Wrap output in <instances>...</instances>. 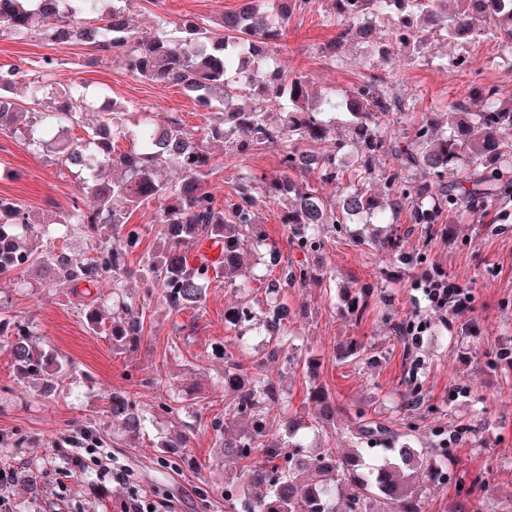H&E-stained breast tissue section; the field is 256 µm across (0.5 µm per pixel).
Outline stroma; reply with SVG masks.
I'll list each match as a JSON object with an SVG mask.
<instances>
[{"label": "stroma", "mask_w": 512, "mask_h": 512, "mask_svg": "<svg viewBox=\"0 0 512 512\" xmlns=\"http://www.w3.org/2000/svg\"><path fill=\"white\" fill-rule=\"evenodd\" d=\"M243 0H164L157 8L149 0H133L130 16L143 32L152 29L157 11L180 20L218 18L238 9ZM327 0L312 10L292 15L288 47L279 55L286 71L303 73L314 87L344 90L366 74L358 60L366 45L350 43L347 63L331 65L325 54L335 28L323 26ZM471 67L451 71L436 65L380 64L377 74L396 83L398 91L417 101V112L443 108L468 90L498 87L512 93V66L500 58L493 40L468 49ZM52 57L55 66L44 73L40 62ZM17 64L30 78H46L53 88L83 82L96 107L86 124L94 123L97 107L121 103L131 110H154L179 115L187 128L201 129L206 120L194 102L176 85L148 82L130 75L119 55L93 56L77 45H55L32 35L16 39L0 34V66ZM280 150L265 146L246 155L217 148V168L208 178L217 196L230 194L239 173L272 174L279 168ZM80 177L60 172L53 156L28 151L13 135L0 134V198L20 205L35 219H57L82 197ZM158 205L134 209L130 224L140 230V243L125 262L139 270L144 258L158 246ZM391 225L377 227L354 221L342 234L326 232L324 262L340 286L363 287L369 308L362 320H352L329 290L311 284L286 290L284 299L300 310L295 325L303 355L320 364L319 381L336 398L342 412L336 422L337 448L351 446L348 429L355 411L386 418L400 427L394 402L410 383L408 369L420 363L419 391L423 406L415 423L428 447L448 448V470L479 473L484 477L480 495L483 512H512V367L501 364L497 351L512 342V219L495 224L493 232L476 234L473 225L458 224L453 234L438 230L423 241L412 228L402 251L382 256L367 242L370 234H390ZM427 247L435 268L469 288L472 307L455 316L417 302L412 284L420 278V247ZM49 275L32 264L22 280L0 278V310L32 327L42 344L71 364L68 378L49 391L39 382L19 379L7 349H0V438L12 449L10 465L37 470L41 495L12 485L8 512H121L131 496H144L164 512H224V468L213 448L212 435L198 432L190 440L194 465L178 470L162 468L160 444L179 434L177 418L158 415L145 435L128 440L107 413L112 392L128 390L143 406L164 401L169 379L190 385L198 397L210 399L204 419L223 413L215 394L224 378V362L213 356L212 345L229 341L237 359L256 355V340L236 342L224 327V309L237 299L231 287L213 282L201 310L171 312L151 306L138 349L116 350L109 337L90 332L79 300L71 292L48 287ZM424 322L428 329L418 344L396 335V327ZM190 327L189 342L171 351L175 325ZM359 341L365 351L357 358L340 359L337 345ZM266 372L279 379L292 410L310 413L306 393L309 381L301 367L283 361L266 364ZM88 428L99 449L82 454L80 468L64 473L63 452L71 435ZM125 468L126 482L109 476V469Z\"/></svg>", "instance_id": "stroma-1"}]
</instances>
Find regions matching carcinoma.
<instances>
[{"instance_id": "obj_1", "label": "carcinoma", "mask_w": 512, "mask_h": 512, "mask_svg": "<svg viewBox=\"0 0 512 512\" xmlns=\"http://www.w3.org/2000/svg\"><path fill=\"white\" fill-rule=\"evenodd\" d=\"M103 2L0 0V34L26 38L37 32L57 44L117 51L133 76L180 86L210 114L209 124L199 137L176 115L150 110L131 127L129 107L114 105L87 130L86 139H62L60 132L80 124L89 109L86 85L74 81L56 91L52 110L30 113L18 93L35 103L42 87L20 67L1 66L0 130L19 136L36 154H58L61 169L86 174L94 205L76 199L61 220L35 225L27 211L0 198V276L19 279L38 261L55 272V288L74 291L82 284L88 289L111 278L112 321H105L94 299L84 304L85 322L94 333L112 337V348L118 350L140 345L151 303L163 302L176 312L198 311L208 286L227 277L241 300L224 309V327L236 336L261 338L263 357L248 367L226 347H212V353L224 356V394L229 396L224 416L183 423L179 444L162 443L169 462L190 463L182 448L199 430H211L223 456L241 463L239 473L224 478L227 512H370L374 502L381 504V512H425L428 496L444 481L445 450L429 465L428 449L413 441L411 422L400 432L362 414L349 429L354 449L343 454L329 447L312 449L302 438L309 423L290 411L280 384L262 370L265 361L282 357L316 375L317 366L296 350L293 316L282 296L288 288L311 282L329 287L336 275L306 260L281 263L258 213L262 206L280 204L281 223L288 225L292 244L306 258L322 250L326 227L341 231L356 218L372 220L386 211L393 217L406 214V223L421 225L427 235L450 216L461 223L494 211L506 221L512 216V96H502L493 86L471 90L448 102L447 111L431 112L403 128L402 119L414 111L416 100L397 94L380 75L371 74L341 93L332 89L314 96L307 76L282 71L274 46L284 38L292 14L310 8L312 0H271L265 12L260 0H246L215 22H178L159 15L145 33L129 22L131 0H110L109 8ZM330 2L322 22L336 29L327 47L334 65H345L346 45L364 37L368 25L380 36L371 49L390 61H427L432 38L464 47L489 32L501 59L512 63V0H455L451 13L447 0ZM276 107L283 111L273 122L269 114ZM338 112L345 116L347 134L336 150L302 149L329 136ZM121 139L133 146L118 153L115 144ZM217 143L242 155L280 145L279 170L263 180L242 173L233 194L220 199L207 184ZM349 152L355 168L348 176L342 156ZM381 157L390 163L377 170L374 163ZM169 165L178 169L179 180L160 175ZM311 172L320 182L337 185L338 198L328 200L317 185L299 179ZM150 200L161 203V243L143 263L150 284L137 300L126 293L131 270L124 253L111 247L103 232L112 229L126 250L135 249L139 233L127 226L128 213ZM75 232L93 238L92 255L72 258L54 250L57 239ZM205 244L217 251L216 257L202 252ZM246 248L264 265L279 268L264 282L263 308L251 303L249 282L232 281ZM363 295L343 288V310L355 321L368 307ZM30 335L31 330L0 319V346L9 348L17 373L49 388L65 379L64 365ZM195 399L196 393L182 387L173 403L157 410L179 415ZM307 401L318 409L315 426L335 424L339 408L323 385L312 383ZM420 405L418 393L401 395L404 417L415 416ZM108 408L128 436L144 431L149 410L130 392L112 393Z\"/></svg>"}]
</instances>
